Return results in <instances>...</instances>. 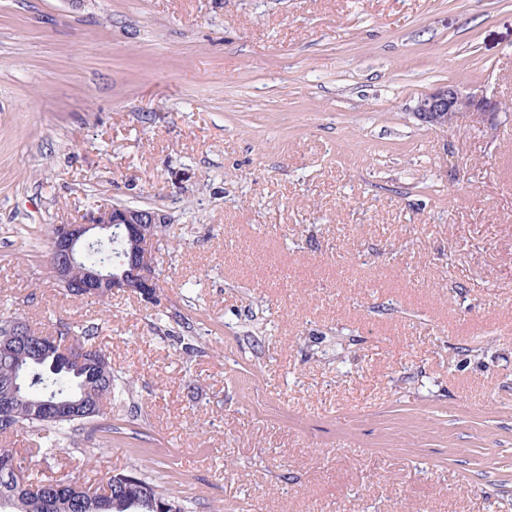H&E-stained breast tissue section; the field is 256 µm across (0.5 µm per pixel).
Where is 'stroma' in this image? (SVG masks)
<instances>
[{"instance_id":"1","label":"stroma","mask_w":512,"mask_h":512,"mask_svg":"<svg viewBox=\"0 0 512 512\" xmlns=\"http://www.w3.org/2000/svg\"><path fill=\"white\" fill-rule=\"evenodd\" d=\"M446 83L509 109L420 126ZM115 203L166 218L158 303L52 281ZM3 313L132 382L111 431L14 435L44 478L512 512V0H0Z\"/></svg>"}]
</instances>
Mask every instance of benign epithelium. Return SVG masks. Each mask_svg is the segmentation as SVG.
Here are the masks:
<instances>
[{"label": "benign epithelium", "mask_w": 512, "mask_h": 512, "mask_svg": "<svg viewBox=\"0 0 512 512\" xmlns=\"http://www.w3.org/2000/svg\"><path fill=\"white\" fill-rule=\"evenodd\" d=\"M506 109L508 106L483 95L466 94L453 85H446L418 98L411 115L422 126L449 130L461 112L481 122L486 116ZM164 223L165 217L155 211L114 204L90 213L83 223L55 226L50 236L49 257L53 281L61 288H79L85 296L98 288H110L155 301L159 290L157 261L150 244ZM96 230H109L111 236L124 243L122 272L112 275L101 267L82 262L83 252L101 241L99 237L91 238ZM9 335L18 336L20 340L1 345L0 354L12 355L39 341L57 349V354L69 362L80 365L86 356V350L77 343L60 345L54 337L39 334L26 324H12Z\"/></svg>", "instance_id": "obj_1"}]
</instances>
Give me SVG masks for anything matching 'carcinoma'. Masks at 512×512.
<instances>
[{
	"instance_id": "cac0c4a2",
	"label": "carcinoma",
	"mask_w": 512,
	"mask_h": 512,
	"mask_svg": "<svg viewBox=\"0 0 512 512\" xmlns=\"http://www.w3.org/2000/svg\"><path fill=\"white\" fill-rule=\"evenodd\" d=\"M86 261L113 270L119 261L118 251L91 250ZM72 340L88 349L89 358L80 368L64 367L55 352L40 347L24 350L27 374L19 378L23 394L12 398L15 410L12 431L33 429L43 446H54L57 433L73 431L87 425L97 428L107 416L112 399L123 392V386L112 373V366L94 334L84 331ZM94 384V399L87 404L86 414L72 420H53L34 413L33 404L58 400H77L87 383ZM23 488L0 481V512H185L178 496L162 489L137 469L123 470L111 476L104 494L89 497L75 493L73 479L64 475L55 485L45 486L46 479L38 471L26 476Z\"/></svg>"
}]
</instances>
